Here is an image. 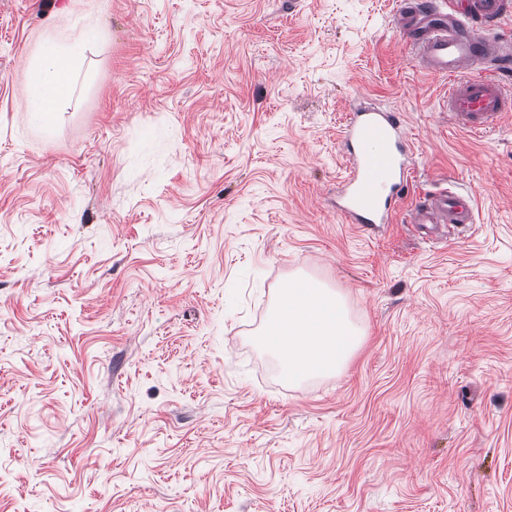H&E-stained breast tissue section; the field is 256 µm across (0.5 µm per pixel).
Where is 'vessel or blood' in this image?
<instances>
[{"mask_svg": "<svg viewBox=\"0 0 512 512\" xmlns=\"http://www.w3.org/2000/svg\"><path fill=\"white\" fill-rule=\"evenodd\" d=\"M512 14V0H448L443 6L425 0H402L399 21L410 46L426 70L449 78L448 114L470 132L482 134L504 112L512 97L496 72L512 67V44L492 29ZM348 174L338 208L352 224L388 223L408 183L407 139L391 111L357 108L344 131ZM429 232L474 223V200L453 187L422 196L411 214Z\"/></svg>", "mask_w": 512, "mask_h": 512, "instance_id": "obj_1", "label": "vessel or blood"}]
</instances>
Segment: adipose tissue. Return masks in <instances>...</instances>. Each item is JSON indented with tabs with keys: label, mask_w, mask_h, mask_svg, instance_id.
<instances>
[{
	"label": "adipose tissue",
	"mask_w": 512,
	"mask_h": 512,
	"mask_svg": "<svg viewBox=\"0 0 512 512\" xmlns=\"http://www.w3.org/2000/svg\"><path fill=\"white\" fill-rule=\"evenodd\" d=\"M95 31L70 40L46 41L27 77L25 110L44 131L73 94L78 67ZM364 329L351 317L338 290L301 278L281 291L260 333V344L276 356L289 383L340 374L363 343Z\"/></svg>",
	"instance_id": "ef3b65f1"
}]
</instances>
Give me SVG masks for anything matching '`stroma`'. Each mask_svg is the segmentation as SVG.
Here are the masks:
<instances>
[{"mask_svg":"<svg viewBox=\"0 0 512 512\" xmlns=\"http://www.w3.org/2000/svg\"><path fill=\"white\" fill-rule=\"evenodd\" d=\"M400 0H0V512H512V114L444 110ZM98 36L41 135L47 38ZM399 114L387 224L336 208L343 130ZM456 181L472 226L411 222ZM365 340L291 385L280 288Z\"/></svg>","mask_w":512,"mask_h":512,"instance_id":"35a3bbf8","label":"stroma"}]
</instances>
